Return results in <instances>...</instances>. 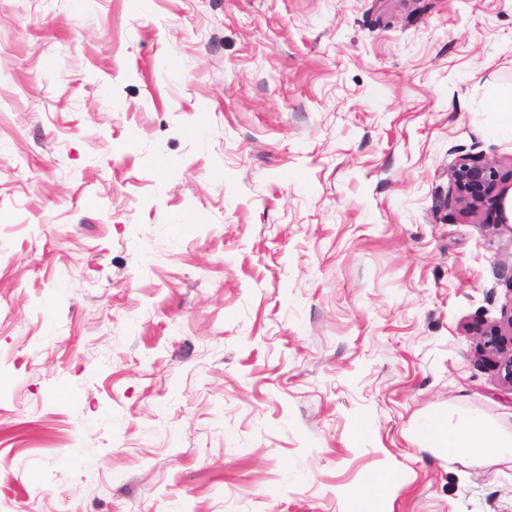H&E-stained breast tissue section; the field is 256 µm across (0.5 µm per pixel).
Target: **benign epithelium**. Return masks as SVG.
<instances>
[{
	"instance_id": "1",
	"label": "benign epithelium",
	"mask_w": 512,
	"mask_h": 512,
	"mask_svg": "<svg viewBox=\"0 0 512 512\" xmlns=\"http://www.w3.org/2000/svg\"><path fill=\"white\" fill-rule=\"evenodd\" d=\"M449 189L463 214L473 217L494 212L500 223L506 224V199L512 188V174L500 164L480 155L463 158L449 170ZM480 338L481 351L494 358L501 381L512 387V312L504 313L501 321L470 327Z\"/></svg>"
}]
</instances>
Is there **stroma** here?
I'll list each match as a JSON object with an SVG mask.
<instances>
[{
    "label": "stroma",
    "instance_id": "35a3bbf8",
    "mask_svg": "<svg viewBox=\"0 0 512 512\" xmlns=\"http://www.w3.org/2000/svg\"><path fill=\"white\" fill-rule=\"evenodd\" d=\"M490 86L512 0H0V512H512L418 428L512 434ZM448 177L451 194L463 214L473 217L495 212L500 223L509 222L506 199L512 188V168L508 175L500 164L478 155L460 159L450 168ZM468 331L479 336L481 351L494 358L501 381L512 387V308L510 313H504L501 321L477 324Z\"/></svg>",
    "mask_w": 512,
    "mask_h": 512
}]
</instances>
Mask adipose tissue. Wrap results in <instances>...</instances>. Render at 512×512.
Returning a JSON list of instances; mask_svg holds the SVG:
<instances>
[{"mask_svg": "<svg viewBox=\"0 0 512 512\" xmlns=\"http://www.w3.org/2000/svg\"><path fill=\"white\" fill-rule=\"evenodd\" d=\"M425 431L437 447L447 449L452 455L464 449L486 448L512 455V437L499 435L491 426L479 420L452 428L434 420L426 424Z\"/></svg>", "mask_w": 512, "mask_h": 512, "instance_id": "1", "label": "adipose tissue"}]
</instances>
